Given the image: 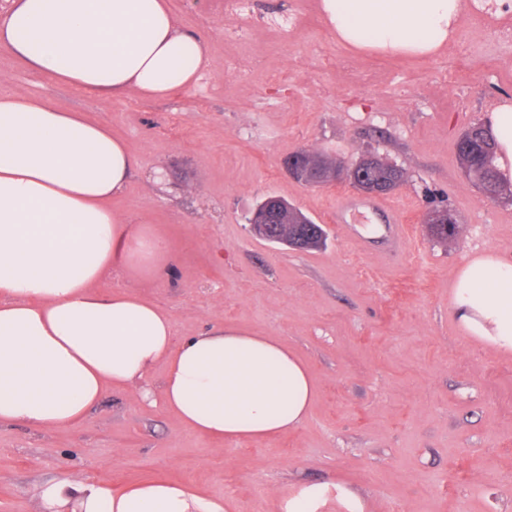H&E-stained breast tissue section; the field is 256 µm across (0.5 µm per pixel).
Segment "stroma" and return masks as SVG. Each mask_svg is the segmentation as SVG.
<instances>
[{
  "label": "stroma",
  "mask_w": 512,
  "mask_h": 512,
  "mask_svg": "<svg viewBox=\"0 0 512 512\" xmlns=\"http://www.w3.org/2000/svg\"><path fill=\"white\" fill-rule=\"evenodd\" d=\"M482 21L434 57L342 44L318 0H251L257 64L224 72L222 0H172L200 39L201 79L165 97L109 101L28 69L0 52V89L78 112L125 140L135 170L113 210L170 240L171 276L107 277L169 310L176 338L237 326L279 340L316 386L301 425L267 440L204 438L162 406L108 390L78 424L51 432L0 426V512H36L46 481L74 475L115 489L162 480L223 500L229 512H274L305 483H343L367 512H512V357L459 324L452 287L474 255L512 258V203L465 176L456 142L512 98V8L478 0ZM309 149L351 160L374 151L405 183L385 201L411 228L388 257L390 230L360 208L331 221L348 186L308 187L288 155ZM297 206L327 232L324 248L294 251L253 236L247 218L266 195ZM457 221L432 238V201Z\"/></svg>",
  "instance_id": "35a3bbf8"
}]
</instances>
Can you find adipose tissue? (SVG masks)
Instances as JSON below:
<instances>
[{
	"label": "adipose tissue",
	"instance_id": "1",
	"mask_svg": "<svg viewBox=\"0 0 512 512\" xmlns=\"http://www.w3.org/2000/svg\"><path fill=\"white\" fill-rule=\"evenodd\" d=\"M337 39L387 55L439 54L457 34L466 0H320ZM37 73L104 98L163 97L194 85L201 44L167 0H13L0 14V51ZM499 179L512 183V102L490 112ZM134 166L106 127L48 101L0 93V426L40 431L85 419L108 388L161 403L190 430L227 440L268 439L307 416L315 384L275 339L216 328L173 340L169 311L97 283L114 270H171L167 239L109 202ZM453 305L477 340L512 356V260L481 254L460 269ZM366 512L344 484H303L277 512ZM37 512H224L188 485L145 481L121 490L78 477L43 484Z\"/></svg>",
	"mask_w": 512,
	"mask_h": 512
}]
</instances>
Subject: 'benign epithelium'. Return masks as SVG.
I'll return each mask as SVG.
<instances>
[{"instance_id":"obj_1","label":"benign epithelium","mask_w":512,"mask_h":512,"mask_svg":"<svg viewBox=\"0 0 512 512\" xmlns=\"http://www.w3.org/2000/svg\"><path fill=\"white\" fill-rule=\"evenodd\" d=\"M378 162L384 163L391 171L403 172L397 163L379 157L373 152H366L350 162H338L331 169L312 162L303 166L296 163L295 157L292 156L285 161V169L292 179L307 186L324 187L342 180L350 183L353 188L365 195L377 196L382 193V190L368 180L366 172L368 168ZM263 204L266 205L265 217L260 220L251 219L250 228L255 235L271 242L283 244L293 250L304 248L305 241L313 234L320 240L324 239V234L318 229L313 232L303 231V228L310 227L312 221L298 207L283 203L273 196L266 198ZM283 211L288 212V223L296 225L294 233L278 237L268 235L266 225L277 223L279 213Z\"/></svg>"}]
</instances>
